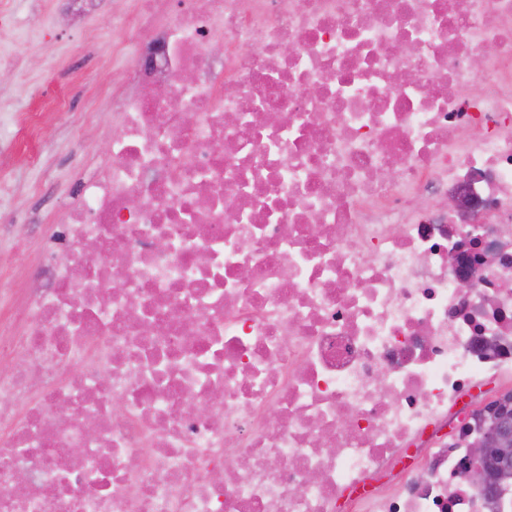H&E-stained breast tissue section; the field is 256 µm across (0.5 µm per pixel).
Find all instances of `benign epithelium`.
<instances>
[{
	"label": "benign epithelium",
	"instance_id": "1",
	"mask_svg": "<svg viewBox=\"0 0 512 512\" xmlns=\"http://www.w3.org/2000/svg\"><path fill=\"white\" fill-rule=\"evenodd\" d=\"M483 435L476 439L470 452L477 461L468 478L485 487L493 499L512 491L508 477L512 475V401L504 397L490 405L483 415Z\"/></svg>",
	"mask_w": 512,
	"mask_h": 512
}]
</instances>
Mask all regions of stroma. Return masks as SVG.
Here are the masks:
<instances>
[{
	"instance_id": "obj_1",
	"label": "stroma",
	"mask_w": 512,
	"mask_h": 512,
	"mask_svg": "<svg viewBox=\"0 0 512 512\" xmlns=\"http://www.w3.org/2000/svg\"><path fill=\"white\" fill-rule=\"evenodd\" d=\"M17 25L37 21L39 34L29 58L26 81L0 68V108L42 115L37 150L41 155L42 181L28 188L26 148L0 151V169L18 187L17 196L0 204V241L18 252L22 262L37 263L45 233L57 224L70 194L78 187V170L88 153L107 154L108 112L87 118L86 108L96 89L112 85L107 62V42L93 43L102 21L81 15L65 18L62 0H12ZM69 91L70 111H47L44 95L53 87Z\"/></svg>"
}]
</instances>
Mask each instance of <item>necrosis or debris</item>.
<instances>
[{
  "label": "necrosis or debris",
  "instance_id": "4bbe7bcc",
  "mask_svg": "<svg viewBox=\"0 0 512 512\" xmlns=\"http://www.w3.org/2000/svg\"><path fill=\"white\" fill-rule=\"evenodd\" d=\"M104 23L111 153L0 288V512H512L460 475L512 384V0Z\"/></svg>",
  "mask_w": 512,
  "mask_h": 512
}]
</instances>
